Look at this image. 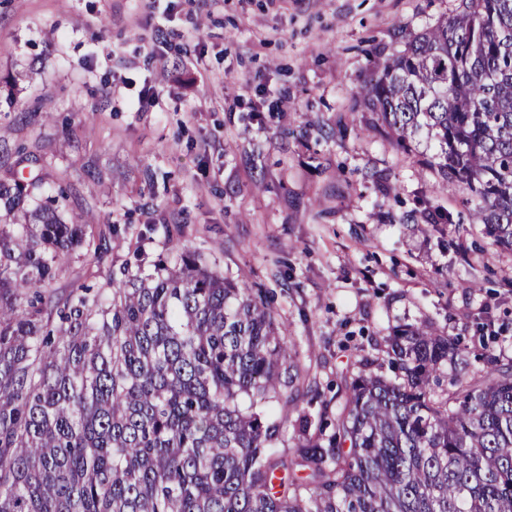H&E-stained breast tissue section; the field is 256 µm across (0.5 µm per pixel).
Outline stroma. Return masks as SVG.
<instances>
[{"label":"stroma","mask_w":512,"mask_h":512,"mask_svg":"<svg viewBox=\"0 0 512 512\" xmlns=\"http://www.w3.org/2000/svg\"><path fill=\"white\" fill-rule=\"evenodd\" d=\"M455 4L0 0V75L18 77L0 139L45 158L29 204L65 188L63 218L110 241L98 263L72 253L46 292L151 271L174 239L247 275L319 382V399L267 405L287 439L322 401L343 408L399 326L433 324L472 374L512 364V251L359 104L378 65ZM441 209L452 223H429Z\"/></svg>","instance_id":"obj_1"}]
</instances>
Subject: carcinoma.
<instances>
[{"label": "carcinoma", "instance_id": "1", "mask_svg": "<svg viewBox=\"0 0 512 512\" xmlns=\"http://www.w3.org/2000/svg\"><path fill=\"white\" fill-rule=\"evenodd\" d=\"M360 99L512 249V0H457ZM9 174L0 204L26 223L0 230V512H512V366L437 399L440 366L468 362L404 328L387 364L360 363L330 433L305 418L279 448L265 404L315 380L264 297L180 247L98 299L54 300L70 251L99 263L110 244L62 219L61 193L27 210L39 180Z\"/></svg>", "mask_w": 512, "mask_h": 512}]
</instances>
